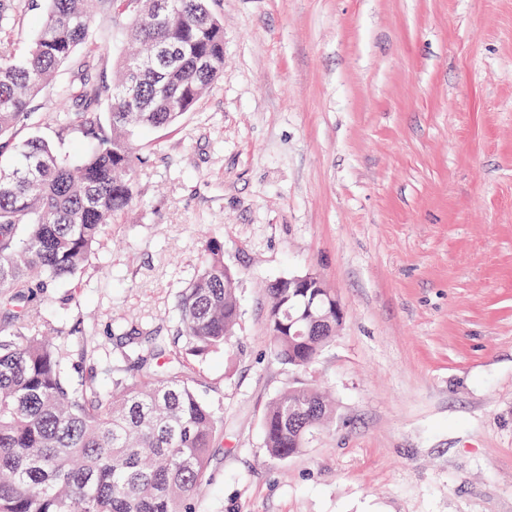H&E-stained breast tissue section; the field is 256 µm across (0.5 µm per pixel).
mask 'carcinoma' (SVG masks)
<instances>
[{
    "instance_id": "carcinoma-1",
    "label": "carcinoma",
    "mask_w": 512,
    "mask_h": 512,
    "mask_svg": "<svg viewBox=\"0 0 512 512\" xmlns=\"http://www.w3.org/2000/svg\"><path fill=\"white\" fill-rule=\"evenodd\" d=\"M112 22L149 53L121 58L112 86L91 59L59 91L58 132L76 130L90 148L77 156L46 140L13 138L58 69L85 43L84 0H45L30 49L0 44V311L19 323L30 303L75 276L105 226L136 201L140 131L190 111L224 73V26L211 0H102ZM107 100L106 117L97 107ZM206 260L182 291L181 336L194 352L222 350L240 320L237 273L224 243L205 244ZM275 358L306 368L336 338V296L327 288L267 286ZM141 374L112 366V392L73 384L46 336L0 330V512H195L194 489L207 477L220 421L201 398L168 341L126 356ZM334 405L290 387L263 417L274 461L301 453Z\"/></svg>"
}]
</instances>
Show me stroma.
<instances>
[{
	"label": "stroma",
	"mask_w": 512,
	"mask_h": 512,
	"mask_svg": "<svg viewBox=\"0 0 512 512\" xmlns=\"http://www.w3.org/2000/svg\"><path fill=\"white\" fill-rule=\"evenodd\" d=\"M224 75L138 139L133 209L83 269L34 299L68 376L163 335L223 430L195 512H512V0H214ZM19 0L0 43L31 46ZM77 50L111 82L125 39L93 6ZM20 138L59 135L58 90ZM224 243L239 278L231 345L185 350L178 301ZM314 273L344 309L298 370L269 351L265 286ZM293 386L336 402L308 448L270 460L262 421Z\"/></svg>",
	"instance_id": "obj_1"
}]
</instances>
